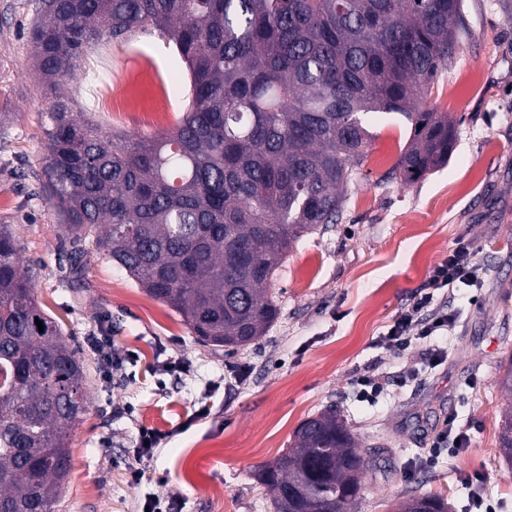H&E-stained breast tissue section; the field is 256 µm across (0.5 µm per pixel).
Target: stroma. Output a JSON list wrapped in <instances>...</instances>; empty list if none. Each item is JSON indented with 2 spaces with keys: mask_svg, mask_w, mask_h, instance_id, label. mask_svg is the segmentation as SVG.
Here are the masks:
<instances>
[{
  "mask_svg": "<svg viewBox=\"0 0 512 512\" xmlns=\"http://www.w3.org/2000/svg\"><path fill=\"white\" fill-rule=\"evenodd\" d=\"M37 4L0 0V224L22 246L39 305L89 366L88 407L71 436L55 512H142L151 496L176 512H273L257 471L288 450L302 421L328 409L362 450L387 451L384 467L364 476L358 512H389L412 493L441 495L462 512L474 476L486 503L512 512V469L497 443L500 411L512 400L497 384L512 357V0H465L473 35L428 97L457 126L448 163L403 182L393 169L409 126L395 116L372 121L339 222L284 256L272 286L280 314L238 350L198 344L176 312L103 251L89 249L71 272V246L43 190ZM68 89L104 131L148 137L175 126L189 77L150 30L120 47L100 45ZM460 245L474 250L481 281L437 294L434 307L454 319L447 335L397 354L380 348L431 270ZM99 333L111 337L118 360L108 372L89 342ZM432 348L443 352L435 366L426 362ZM363 374L385 385L371 405L354 394ZM204 405L209 414L198 416ZM143 426L168 437L138 463ZM450 426L468 447L421 467Z\"/></svg>",
  "mask_w": 512,
  "mask_h": 512,
  "instance_id": "1",
  "label": "stroma"
}]
</instances>
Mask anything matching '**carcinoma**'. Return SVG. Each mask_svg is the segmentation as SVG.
<instances>
[{
  "instance_id": "cac0c4a2",
  "label": "carcinoma",
  "mask_w": 512,
  "mask_h": 512,
  "mask_svg": "<svg viewBox=\"0 0 512 512\" xmlns=\"http://www.w3.org/2000/svg\"><path fill=\"white\" fill-rule=\"evenodd\" d=\"M46 9L56 23H33V62L50 100L44 173L71 268L86 246L104 250L204 346L249 345L277 319L279 263L338 223L370 118L410 125L403 180L448 163L455 128L425 94L470 37L464 0H40L36 16ZM148 27L186 65L188 104L158 137L109 135L74 111L66 86L100 42L127 44ZM20 251L0 224V512H54L87 363L38 306ZM498 449L512 468V405ZM368 466L343 420L320 413L257 480L274 512H355ZM425 500L449 512L430 493L395 512Z\"/></svg>"
}]
</instances>
